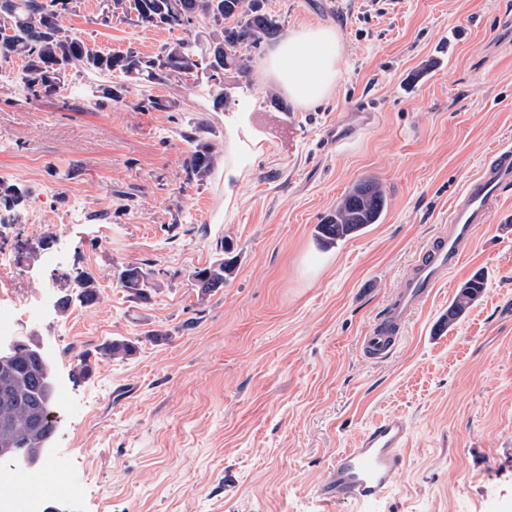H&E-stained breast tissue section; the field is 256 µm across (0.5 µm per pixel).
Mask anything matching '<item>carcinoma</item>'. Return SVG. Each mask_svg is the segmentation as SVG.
I'll return each mask as SVG.
<instances>
[{
  "label": "carcinoma",
  "mask_w": 512,
  "mask_h": 512,
  "mask_svg": "<svg viewBox=\"0 0 512 512\" xmlns=\"http://www.w3.org/2000/svg\"><path fill=\"white\" fill-rule=\"evenodd\" d=\"M77 0H0V68L16 55L22 60L17 79L28 95L38 98L56 91L66 72L81 68L122 78L119 89L106 91V97L121 98L126 82L163 83L176 89L185 81L206 75L216 80V106L227 107L219 78L233 72L238 88L250 86L251 55L262 43L281 35L282 25L267 12L263 0H102L100 21L112 19L137 26L173 30L200 25L201 37L175 39L152 54L129 49L104 52L80 33L65 26L64 13L76 8ZM202 126H188L182 137L194 145L185 163L186 181L203 183L215 161L211 143L200 138ZM388 200L381 186L372 179L356 183L337 202L336 208L316 226L317 239L325 248L362 235L371 224H378ZM235 260L230 247L222 246V256L195 270L191 276L197 299L203 301L218 292L231 277ZM117 286L129 296L147 301L158 290L156 271L137 264H125L118 271ZM484 277L475 275L463 282L448 313L441 317L451 328L483 295ZM98 298L96 278L82 273L74 278L72 292L63 298L61 308L72 302L88 306ZM36 338L21 336L12 348L0 349V448L15 459L19 451L29 453L43 445L53 433L55 421L49 409L54 388H45L43 366L32 346ZM141 340L111 338L98 347L101 357L123 361L136 354Z\"/></svg>",
  "instance_id": "1"
}]
</instances>
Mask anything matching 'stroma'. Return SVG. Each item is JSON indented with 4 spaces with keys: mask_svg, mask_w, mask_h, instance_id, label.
Returning a JSON list of instances; mask_svg holds the SVG:
<instances>
[{
    "mask_svg": "<svg viewBox=\"0 0 512 512\" xmlns=\"http://www.w3.org/2000/svg\"><path fill=\"white\" fill-rule=\"evenodd\" d=\"M100 2L80 0L64 23L104 51L149 54L179 36L101 25ZM264 3L285 33L336 28L343 59L327 102L279 112L258 68L227 111L204 78L131 85L114 101L103 92L115 77L72 72L31 100L11 77L19 59L0 75V185L24 194L0 253L25 297L49 296L45 317L17 333L38 337L68 395L55 405L54 466L32 489L61 512H325L316 488L332 459L397 413L411 437L392 490L334 512H512V190L397 349L375 361L360 348L465 183L512 146V0ZM171 97L179 109L149 105ZM191 120L215 148L200 185L185 180ZM363 178L386 191L382 222L322 248L316 224ZM227 239L235 272L198 300L190 276ZM131 262L158 273L150 301L112 277ZM478 271L480 300L435 333ZM82 272L97 302L61 308ZM134 336L127 360L96 353Z\"/></svg>",
    "mask_w": 512,
    "mask_h": 512,
    "instance_id": "1",
    "label": "stroma"
}]
</instances>
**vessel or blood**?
Masks as SVG:
<instances>
[{
	"mask_svg": "<svg viewBox=\"0 0 512 512\" xmlns=\"http://www.w3.org/2000/svg\"><path fill=\"white\" fill-rule=\"evenodd\" d=\"M512 186V147L495 150L493 159L465 185L448 211V230L431 237L416 257L404 288L361 339L374 359L390 355L412 314L433 295L437 284L457 267L478 228L489 223L495 203ZM409 445L405 418L392 414L367 428L354 447L339 452L318 494L329 505L345 500H379L390 492L403 469Z\"/></svg>",
	"mask_w": 512,
	"mask_h": 512,
	"instance_id": "obj_1",
	"label": "vessel or blood"
}]
</instances>
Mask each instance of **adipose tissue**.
<instances>
[{
    "mask_svg": "<svg viewBox=\"0 0 512 512\" xmlns=\"http://www.w3.org/2000/svg\"><path fill=\"white\" fill-rule=\"evenodd\" d=\"M341 60L342 45L335 28L308 24L268 51L262 71L295 106L307 109L330 96Z\"/></svg>",
    "mask_w": 512,
    "mask_h": 512,
    "instance_id": "1",
    "label": "adipose tissue"
}]
</instances>
